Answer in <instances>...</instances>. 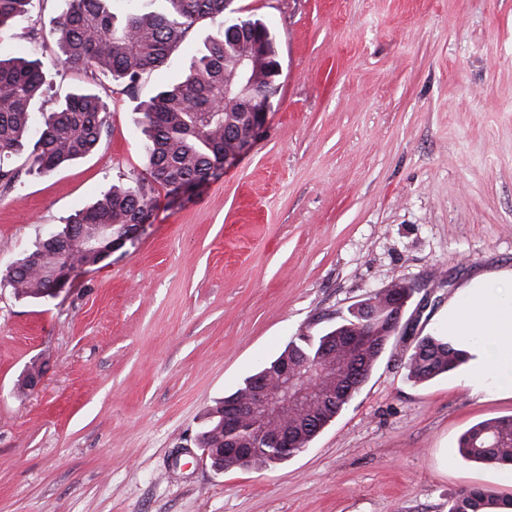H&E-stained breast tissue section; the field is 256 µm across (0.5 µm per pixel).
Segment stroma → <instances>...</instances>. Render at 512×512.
I'll return each mask as SVG.
<instances>
[{"label": "stroma", "mask_w": 512, "mask_h": 512, "mask_svg": "<svg viewBox=\"0 0 512 512\" xmlns=\"http://www.w3.org/2000/svg\"><path fill=\"white\" fill-rule=\"evenodd\" d=\"M65 7L34 0L0 54L38 48L34 119L90 88L107 100L90 155L0 193V512H448L461 490L512 497L500 466L461 458L512 392L469 367L425 383L400 358L446 335L472 284L512 285V0H233L270 28L282 67L262 134L188 195L163 194L138 237L53 297L7 269L144 170L137 100L183 79L222 17L196 24L136 94L39 48ZM417 284L352 402L309 448L219 471L196 435L216 401L393 282ZM40 385L20 392L31 362Z\"/></svg>", "instance_id": "obj_1"}]
</instances>
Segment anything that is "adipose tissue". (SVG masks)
<instances>
[{"instance_id":"1","label":"adipose tissue","mask_w":512,"mask_h":512,"mask_svg":"<svg viewBox=\"0 0 512 512\" xmlns=\"http://www.w3.org/2000/svg\"><path fill=\"white\" fill-rule=\"evenodd\" d=\"M453 335L464 337L478 379L512 389V299H489L481 286L466 289L448 311Z\"/></svg>"}]
</instances>
